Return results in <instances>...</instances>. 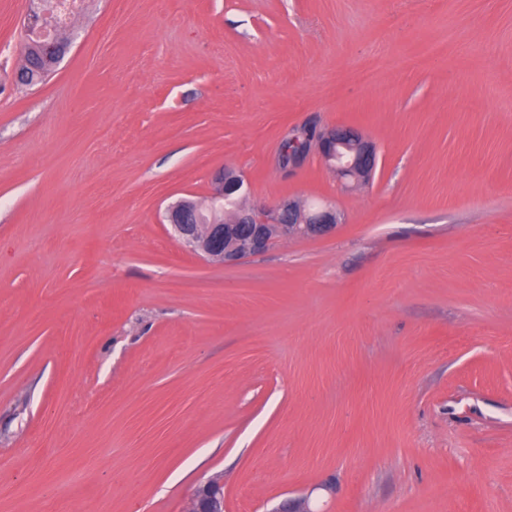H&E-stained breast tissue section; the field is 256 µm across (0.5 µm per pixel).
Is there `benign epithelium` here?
I'll return each instance as SVG.
<instances>
[{
  "mask_svg": "<svg viewBox=\"0 0 512 512\" xmlns=\"http://www.w3.org/2000/svg\"><path fill=\"white\" fill-rule=\"evenodd\" d=\"M288 161L279 165L285 173L302 166L311 150H316L323 162L345 181L366 184L375 174L377 153L374 144L357 128L336 126L314 131L309 138L305 130L288 132ZM247 190L242 175L230 168L216 171L212 177L209 198L211 213L228 215L225 220L207 217L194 204L183 201L166 208L164 221L175 237L187 249L206 259L232 265L240 260L266 252L278 237L306 235L322 237L336 230L341 223L336 209L330 205L313 204L283 197L272 204L244 206L236 197ZM251 224L253 232L245 243L236 239L233 227ZM199 490L204 503L192 495L188 512H224V481L211 478ZM274 512H314L308 498L298 497L282 502Z\"/></svg>",
  "mask_w": 512,
  "mask_h": 512,
  "instance_id": "benign-epithelium-1",
  "label": "benign epithelium"
}]
</instances>
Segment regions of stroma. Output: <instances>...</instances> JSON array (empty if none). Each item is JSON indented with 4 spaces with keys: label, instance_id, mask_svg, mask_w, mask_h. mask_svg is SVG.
Here are the masks:
<instances>
[{
    "label": "stroma",
    "instance_id": "stroma-1",
    "mask_svg": "<svg viewBox=\"0 0 512 512\" xmlns=\"http://www.w3.org/2000/svg\"><path fill=\"white\" fill-rule=\"evenodd\" d=\"M0 0V512H512V0H86L15 85ZM359 127L369 184L284 133ZM230 166L335 233L227 266ZM43 50L40 46L39 40L31 38L25 48L24 60L29 64L28 70L31 72V79L29 80V87L36 86L43 83L46 80V76L49 74L45 70V64L42 57ZM246 190L242 175L230 168L220 169L212 177L210 218L191 202L183 201L166 208L164 221L185 248L224 265L266 252L278 237L298 234L322 237L331 234L341 223L334 207H318L290 197L269 205H241L233 196H240ZM224 212L229 216L225 221L214 217L215 213L224 215ZM235 224H240V238L246 236L248 224L253 225L247 242L236 239ZM199 490L206 499L202 509L199 506L200 497L197 492L193 494L189 501L188 512H224V481L220 478H211L204 481Z\"/></svg>",
    "mask_w": 512,
    "mask_h": 512
}]
</instances>
